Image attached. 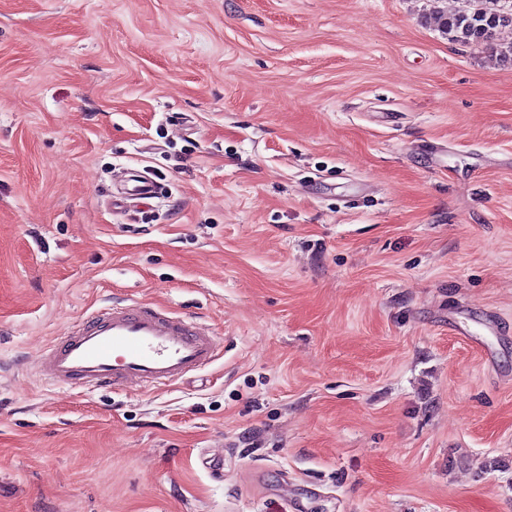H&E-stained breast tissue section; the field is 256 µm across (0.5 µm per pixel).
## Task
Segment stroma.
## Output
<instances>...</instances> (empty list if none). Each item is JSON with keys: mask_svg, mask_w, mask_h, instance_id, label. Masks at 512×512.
Segmentation results:
<instances>
[{"mask_svg": "<svg viewBox=\"0 0 512 512\" xmlns=\"http://www.w3.org/2000/svg\"><path fill=\"white\" fill-rule=\"evenodd\" d=\"M436 6L0 0V512H512V26ZM126 298L219 358L33 372ZM485 2V3H484ZM487 0L476 1L472 11L450 14L435 8L433 19L444 34L461 42H481L491 39L500 26L512 25V13L493 12L486 4ZM156 191L152 180L138 170L129 169L121 176L119 189L113 193L110 205L113 210L130 211L147 204Z\"/></svg>", "mask_w": 512, "mask_h": 512, "instance_id": "1", "label": "stroma"}]
</instances>
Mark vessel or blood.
<instances>
[{"label":"vessel or blood","instance_id":"obj_1","mask_svg":"<svg viewBox=\"0 0 512 512\" xmlns=\"http://www.w3.org/2000/svg\"><path fill=\"white\" fill-rule=\"evenodd\" d=\"M157 188L135 169L114 192L112 209L147 204ZM220 352L216 333L157 302H121L97 309L70 325L37 366L55 386L146 391L192 378Z\"/></svg>","mask_w":512,"mask_h":512}]
</instances>
